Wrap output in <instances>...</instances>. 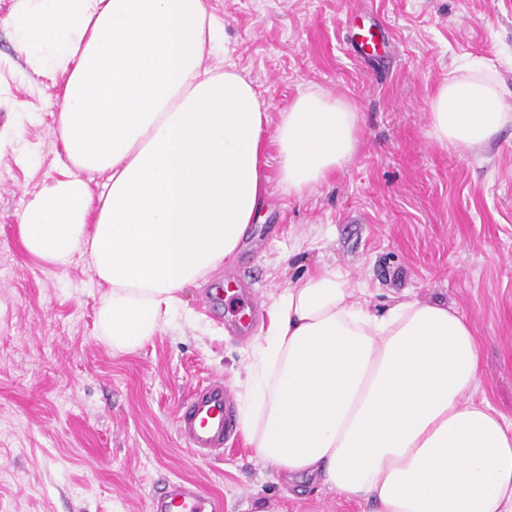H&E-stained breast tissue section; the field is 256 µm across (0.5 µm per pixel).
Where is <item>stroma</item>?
Instances as JSON below:
<instances>
[{"label":"stroma","instance_id":"stroma-1","mask_svg":"<svg viewBox=\"0 0 512 512\" xmlns=\"http://www.w3.org/2000/svg\"><path fill=\"white\" fill-rule=\"evenodd\" d=\"M223 21L230 60L278 120L313 88L355 103L352 161L303 196L271 184L262 223L249 225L231 268L249 290L202 308L212 284L186 286L177 316L143 349L115 353L95 335L102 289L85 259L64 270L29 254L18 215L64 171L51 113L61 75L28 66L0 0V512H149L155 488L191 479L240 512L255 498L287 512H358L307 480L287 484L238 440L201 460L176 434L179 403L204 380L237 373L251 340L234 323L323 266L366 282L370 303L441 299L482 345L487 400L512 422V127L460 154L428 135L427 100L454 67L491 61L512 86V0H205ZM378 25L377 50L358 52V20Z\"/></svg>","mask_w":512,"mask_h":512}]
</instances>
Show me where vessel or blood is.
Listing matches in <instances>:
<instances>
[{
    "mask_svg": "<svg viewBox=\"0 0 512 512\" xmlns=\"http://www.w3.org/2000/svg\"><path fill=\"white\" fill-rule=\"evenodd\" d=\"M175 428L194 455L207 460L221 456L238 432L232 399L223 380L198 383L178 406ZM223 509L222 497L190 480L167 482L151 502L152 512H223Z\"/></svg>",
    "mask_w": 512,
    "mask_h": 512,
    "instance_id": "b4317fda",
    "label": "vessel or blood"
}]
</instances>
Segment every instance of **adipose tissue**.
<instances>
[{
	"label": "adipose tissue",
	"instance_id": "1",
	"mask_svg": "<svg viewBox=\"0 0 512 512\" xmlns=\"http://www.w3.org/2000/svg\"><path fill=\"white\" fill-rule=\"evenodd\" d=\"M13 26L34 74L64 76L53 132L71 166L27 201L23 243L62 270L87 260L106 287L96 335L113 352L150 343L187 285L235 260L271 181L300 196L356 153L350 100L304 92L273 126L233 62L206 66L224 24L205 0H16ZM511 93L485 64L449 72L428 99L431 139L488 147L512 125ZM100 173L95 195L86 178ZM368 294L323 267L274 298L236 380L261 462L361 512H512V423L475 399L467 319L440 299L379 312Z\"/></svg>",
	"mask_w": 512,
	"mask_h": 512
}]
</instances>
